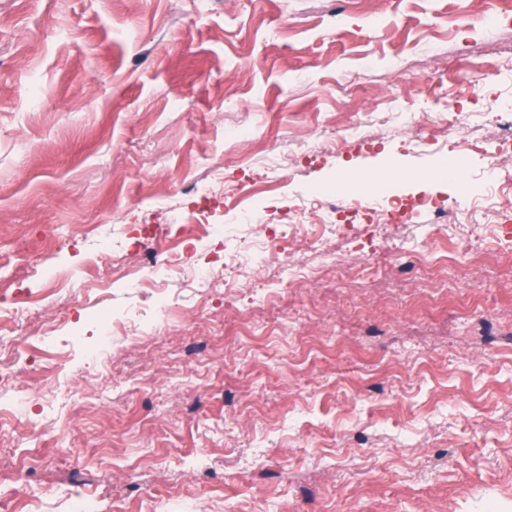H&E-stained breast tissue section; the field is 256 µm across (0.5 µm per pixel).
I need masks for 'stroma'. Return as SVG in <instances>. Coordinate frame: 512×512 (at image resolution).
I'll list each match as a JSON object with an SVG mask.
<instances>
[{
    "instance_id": "obj_1",
    "label": "stroma",
    "mask_w": 512,
    "mask_h": 512,
    "mask_svg": "<svg viewBox=\"0 0 512 512\" xmlns=\"http://www.w3.org/2000/svg\"><path fill=\"white\" fill-rule=\"evenodd\" d=\"M464 15L462 0H348L339 21L324 0H0V279L40 297L0 310L7 397L44 427L26 448L0 428V484L28 451L42 458L23 512H64L78 493L107 512H173L188 489L191 512H512V259L497 245L442 246L421 272L367 247L350 273L280 284L245 327L222 291L203 312L171 281L158 344L115 348L109 380L80 375L93 316L143 298L120 279L71 316L112 250L162 223L157 198L194 210L191 186L217 161L229 179L239 159L278 178L257 201L274 214L346 170L402 199L455 196L436 156L399 148L396 116L374 148L283 165L300 132L448 101L473 62L497 73L475 109L512 97V36L486 40ZM235 123L254 130L248 147L226 142ZM59 348L69 363L48 398ZM197 448L213 463L189 484Z\"/></svg>"
}]
</instances>
